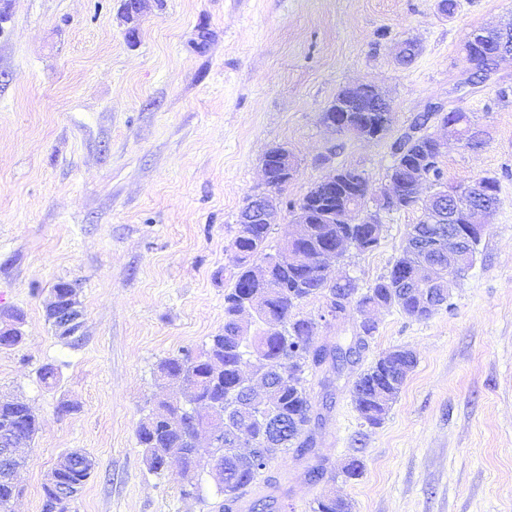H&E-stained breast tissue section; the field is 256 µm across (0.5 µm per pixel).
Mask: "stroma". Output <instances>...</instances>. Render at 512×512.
Listing matches in <instances>:
<instances>
[{"instance_id":"35a3bbf8","label":"stroma","mask_w":512,"mask_h":512,"mask_svg":"<svg viewBox=\"0 0 512 512\" xmlns=\"http://www.w3.org/2000/svg\"><path fill=\"white\" fill-rule=\"evenodd\" d=\"M438 3L150 0L131 46L122 0H13L0 21V311L21 312L24 339L0 349V394L41 421L15 512H42L46 476L72 449L94 462L72 512H211L209 464L197 469L202 499L183 497L178 463L148 473L136 428L154 401L185 400L180 385L156 379L159 360L200 349L224 325L237 216L262 188L264 153L293 154L288 200L343 165L378 190L393 141L433 103L470 113L485 132L477 151L449 142L446 181L496 178L500 205L450 307L423 321L375 311L358 363L308 375L328 474L309 481L293 451L272 462V512H311L325 494L353 512H512V57L488 82L461 83L473 70L465 38L512 22V0H457L450 16ZM405 39L420 47L408 66L394 55ZM365 81L392 102L388 132L331 133L322 111ZM419 219L383 216L379 247L347 250L334 275L374 283ZM61 281L79 285L74 347L46 315ZM324 305L311 297L299 307L320 340L354 336L361 314L323 324ZM394 347L417 364L372 428L351 385ZM48 363L59 367L50 386L39 377ZM353 457L364 469L350 480L342 468Z\"/></svg>"}]
</instances>
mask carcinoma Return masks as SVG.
Returning a JSON list of instances; mask_svg holds the SVG:
<instances>
[{
	"mask_svg": "<svg viewBox=\"0 0 512 512\" xmlns=\"http://www.w3.org/2000/svg\"><path fill=\"white\" fill-rule=\"evenodd\" d=\"M512 36V24L502 28L482 29L480 34L464 43L468 61L474 63V78L484 77V71L495 62L503 38ZM375 85L370 83L362 90L350 87L339 91L334 101L321 113V121L340 116L336 107L346 104L348 121L354 123L361 134L370 139L384 135L390 126L383 113L374 110ZM436 113L426 110L417 113L408 127L391 146L393 161L386 178L401 182L406 195L401 204L388 207L385 214L421 207L422 219L410 225L405 245L388 274L377 279L366 290H360L355 279H335L320 269L308 267H281L273 262L275 254L269 251V224H242L232 243L235 269L234 284L224 293V327L201 351L190 350L166 357L155 368L156 377L176 381L191 389L192 402L183 406L162 404L160 408L167 419H158L155 411L143 417L136 429L138 444L143 448L147 470L161 476L167 461L176 456L182 466L183 494L199 491L194 483L195 470L201 449L194 440L197 424L211 412L223 414V430L208 448L224 464L227 479L218 487L224 500L216 503L218 512H236V505L245 489L267 488L277 491L278 478L272 475V461L296 449L308 456L306 474L318 482L325 478L324 460L316 453V420L318 415L305 386V373L321 368L332 360L340 367L353 363L355 347L328 346L319 342L313 331V320L299 315L298 307L310 297L332 301L338 315L350 306L359 311L380 306L395 307L406 316L421 321L448 302V286H433L430 307H418L417 297L407 277L416 275L426 261L442 264L447 256L439 249L423 252L416 248L417 234L426 232L428 205L414 196L411 189L417 165H422L427 180L434 186L443 185L440 168L442 152L432 133ZM287 152L283 147H273L264 158L271 183L279 187V156ZM336 194L330 195L318 181L297 201H282L294 220L307 221L306 234L296 244L305 257H313L319 250L345 241L361 252L374 250L380 243L379 225L343 223V200L352 197L359 210L373 199L374 190L365 172L352 167L338 170ZM259 298V305L266 322L277 324L280 329H257L251 335L239 332L236 318L247 297ZM255 363V375L272 392L269 404L263 408L252 406L249 379L241 376L243 367ZM417 363L412 351L404 348L380 353L371 364L358 374L352 384L351 394L362 419L371 426H378L385 419L396 401L408 374ZM247 424L253 441L251 455L262 462L253 467L239 454L236 430ZM40 420L31 407L21 400L11 403L0 401V430L8 427L32 444L40 430ZM78 468L62 474L68 493L62 499H53L44 490L43 512H71L76 500L92 475L94 463L85 453L74 450ZM16 487L0 478V512H12ZM312 512H352L346 499L322 496L315 501Z\"/></svg>",
	"mask_w": 512,
	"mask_h": 512,
	"instance_id": "1",
	"label": "carcinoma"
}]
</instances>
